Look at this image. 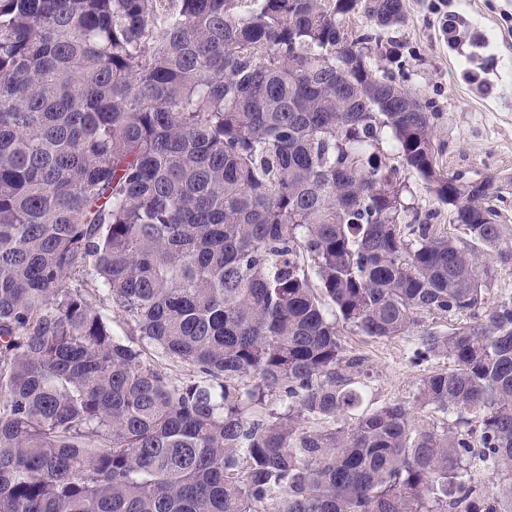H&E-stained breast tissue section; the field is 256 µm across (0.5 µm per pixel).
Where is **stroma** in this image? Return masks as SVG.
I'll return each mask as SVG.
<instances>
[{"instance_id":"35a3bbf8","label":"stroma","mask_w":512,"mask_h":512,"mask_svg":"<svg viewBox=\"0 0 512 512\" xmlns=\"http://www.w3.org/2000/svg\"><path fill=\"white\" fill-rule=\"evenodd\" d=\"M449 2L479 31V42L448 47L440 38L431 0H403L404 23L382 30L368 60L376 71H392L433 112L441 171L468 179H512V0ZM406 183L413 203L406 222L431 215L442 234L466 245L469 238L456 228L452 207L427 191L417 175L407 176ZM497 209L503 252L489 267L490 311L512 299V192ZM468 323L463 314H422L409 333L395 338H370L344 329L341 340L347 353L367 358L366 405L373 409L390 402L412 404L422 378L448 366L443 358L413 362L412 348L419 336L426 330L446 332Z\"/></svg>"}]
</instances>
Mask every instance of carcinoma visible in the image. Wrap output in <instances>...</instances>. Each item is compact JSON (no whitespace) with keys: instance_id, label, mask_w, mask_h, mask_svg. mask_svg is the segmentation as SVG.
Instances as JSON below:
<instances>
[{"instance_id":"obj_1","label":"carcinoma","mask_w":512,"mask_h":512,"mask_svg":"<svg viewBox=\"0 0 512 512\" xmlns=\"http://www.w3.org/2000/svg\"><path fill=\"white\" fill-rule=\"evenodd\" d=\"M404 20L0 0V512H512V307L485 311L512 183L441 171L434 113L375 74ZM407 173L476 247L402 223ZM421 312L471 320L416 343L448 369L361 409L339 324L396 337Z\"/></svg>"}]
</instances>
